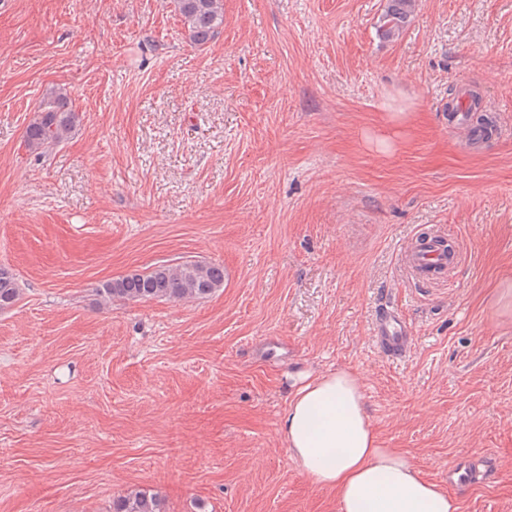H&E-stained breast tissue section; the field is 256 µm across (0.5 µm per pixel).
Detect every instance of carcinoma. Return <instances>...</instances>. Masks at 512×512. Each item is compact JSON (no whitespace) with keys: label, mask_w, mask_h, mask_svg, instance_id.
I'll return each instance as SVG.
<instances>
[{"label":"carcinoma","mask_w":512,"mask_h":512,"mask_svg":"<svg viewBox=\"0 0 512 512\" xmlns=\"http://www.w3.org/2000/svg\"><path fill=\"white\" fill-rule=\"evenodd\" d=\"M195 45L206 44L224 23L223 0H174ZM415 7V0H387L379 29L384 39L396 40L402 34ZM452 111L464 110L480 126L487 124L478 96L466 104L453 99ZM78 113L65 93L54 96L35 113L24 133L28 149L45 153L64 141L75 128ZM224 287V267L217 263L183 262L159 265L147 273H130L107 281L98 288L101 301L140 302L154 299L189 301L206 298ZM18 280L9 268L0 266V309L19 298ZM112 512H165L160 499L142 490L119 495L112 500Z\"/></svg>","instance_id":"carcinoma-1"}]
</instances>
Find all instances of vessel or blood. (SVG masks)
<instances>
[{"label":"vessel or blood","instance_id":"b4317fda","mask_svg":"<svg viewBox=\"0 0 512 512\" xmlns=\"http://www.w3.org/2000/svg\"><path fill=\"white\" fill-rule=\"evenodd\" d=\"M436 231L419 235L401 255L407 273L419 281L441 285L450 279L462 263L461 253L447 254L437 243ZM374 335L379 345L390 356L405 355L411 346L410 325L405 316L395 308L379 311ZM493 472V462L485 455H474L460 459L448 470V483L458 490L466 491L487 482Z\"/></svg>","mask_w":512,"mask_h":512}]
</instances>
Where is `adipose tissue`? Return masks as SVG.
Returning <instances> with one entry per match:
<instances>
[{
  "instance_id": "ef3b65f1",
  "label": "adipose tissue",
  "mask_w": 512,
  "mask_h": 512,
  "mask_svg": "<svg viewBox=\"0 0 512 512\" xmlns=\"http://www.w3.org/2000/svg\"><path fill=\"white\" fill-rule=\"evenodd\" d=\"M281 430L301 471L335 490L340 512H457L455 500L423 479L405 455L379 447L361 386L348 372L304 383Z\"/></svg>"
}]
</instances>
